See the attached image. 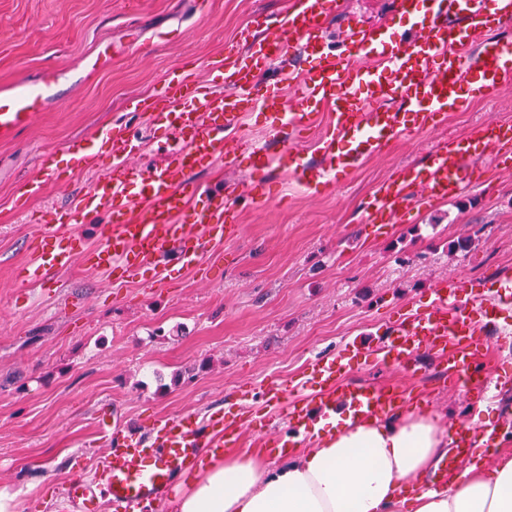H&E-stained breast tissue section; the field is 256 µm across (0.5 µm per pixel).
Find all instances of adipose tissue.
<instances>
[{
	"label": "adipose tissue",
	"instance_id": "obj_1",
	"mask_svg": "<svg viewBox=\"0 0 512 512\" xmlns=\"http://www.w3.org/2000/svg\"><path fill=\"white\" fill-rule=\"evenodd\" d=\"M444 420L428 412L318 420L306 447L277 466L246 451L209 460L174 486L175 510L512 512L511 459L490 471L474 459L449 486L425 482L448 451Z\"/></svg>",
	"mask_w": 512,
	"mask_h": 512
}]
</instances>
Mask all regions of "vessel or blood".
Here are the masks:
<instances>
[{
    "mask_svg": "<svg viewBox=\"0 0 512 512\" xmlns=\"http://www.w3.org/2000/svg\"><path fill=\"white\" fill-rule=\"evenodd\" d=\"M402 27L349 24L344 48L332 47L328 24L338 0H289L276 20L260 21L246 34L233 64L213 60L206 82L182 70L163 81L160 107L128 101L131 112H149L163 127L165 142H142L126 126L113 123L90 136L73 137L72 155L95 145L109 161L95 181L66 209L57 212L51 232L28 266V282L69 269L84 241L75 227L101 211L112 216L94 256L98 267L123 270L135 278L141 268L173 258L185 268L199 266L203 246L236 239L241 227L223 190L197 184V170L222 160L247 161L261 173L283 167L298 186L312 190L338 184L369 155L401 136L433 130L449 113L490 98L512 82V0H390ZM231 92H223L224 83ZM65 90L58 68L0 93V141L29 127L49 102ZM293 99L271 140L227 142L248 112H265ZM326 130L318 157L309 160L291 146L294 135L318 125ZM493 151L499 167L512 168V125L482 123L462 137L437 140L426 162L402 168L378 185L365 203L369 224L388 223L425 202L461 199L479 178L480 160ZM163 155L159 166L140 161L145 153ZM54 151H43L37 179L25 186L36 193L45 184H67ZM464 282L452 278L436 289L428 308L399 321L375 349L380 363L411 376L425 352L439 357L466 391L489 394L499 385L481 361L491 348L489 331L512 307V282H500L493 298L463 303ZM351 365L339 359L313 361L310 372L276 396L270 424L278 448L295 447L296 437L312 431L315 416L337 408L364 416L398 411L409 397L402 384L374 386L350 379ZM108 449L94 476L72 480L64 490L69 512H143L162 502L175 482L205 457L235 448L238 436L223 417L204 422L155 419L148 434L113 428L112 417L97 420ZM498 454L484 428L462 425L450 431V448L433 472L437 484L454 483L476 453Z\"/></svg>",
    "mask_w": 512,
    "mask_h": 512,
    "instance_id": "obj_1",
    "label": "vessel or blood"
}]
</instances>
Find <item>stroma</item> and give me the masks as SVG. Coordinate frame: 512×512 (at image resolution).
<instances>
[{
  "label": "stroma",
  "instance_id": "1",
  "mask_svg": "<svg viewBox=\"0 0 512 512\" xmlns=\"http://www.w3.org/2000/svg\"><path fill=\"white\" fill-rule=\"evenodd\" d=\"M288 0H0V92L58 66L65 97L13 140L0 142V489L20 495L18 512H58L72 478L93 471L104 446L100 413L136 431L157 417L254 416L241 450L276 462L257 423L264 391L295 384L310 360L340 354L352 338L368 346L352 362L353 381L381 384L399 373L379 363L377 339L408 311L424 308L439 282L455 276L494 295L512 279V170L481 160L480 183L460 200L431 204L382 228L363 223L380 182L424 162L426 135L404 138L367 159L335 188L305 191L280 168L251 174L216 163L194 179L236 191L238 239L209 249L201 270L164 261L133 280L77 258L43 282L24 267L49 230L51 214L90 185L93 163L63 161L71 179L33 196L40 153L120 119L128 99L156 94L170 69L205 81L208 65L254 18L276 19ZM387 0H340L332 38L347 24L383 19ZM177 38L158 40L161 32ZM108 61L89 63L99 51ZM487 120L512 122V83L449 116L445 137ZM279 202L264 205L262 191ZM469 238L466 250L455 249ZM500 398L482 404L457 389L431 354L417 359L411 409L438 411L450 425L499 422L512 413V336L492 357Z\"/></svg>",
  "mask_w": 512,
  "mask_h": 512
}]
</instances>
